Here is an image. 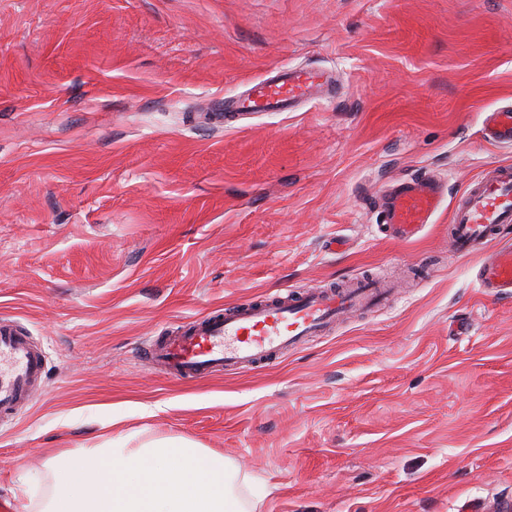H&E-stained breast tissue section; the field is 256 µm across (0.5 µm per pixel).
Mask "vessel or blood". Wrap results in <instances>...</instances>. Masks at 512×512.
Here are the masks:
<instances>
[{
  "label": "vessel or blood",
  "instance_id": "b4317fda",
  "mask_svg": "<svg viewBox=\"0 0 512 512\" xmlns=\"http://www.w3.org/2000/svg\"><path fill=\"white\" fill-rule=\"evenodd\" d=\"M333 89L328 73L286 66L270 71L240 95L227 98L226 109L241 114L291 112ZM485 138L512 146V108L486 118ZM438 185L427 176L404 179L384 190L377 204L394 236L409 240L433 223L441 207ZM512 224V167L501 166L477 180L451 211L449 240L456 256L479 251L477 282L484 292L512 297V245L492 246L494 229ZM392 296L390 285L364 279L336 290L312 289L295 297L241 304L237 309L201 317L175 336L150 344L144 356L171 374L201 378L225 368L250 369L319 336L343 316L369 311ZM45 372V359L29 336L11 323L0 324V415L17 416L30 404Z\"/></svg>",
  "mask_w": 512,
  "mask_h": 512
}]
</instances>
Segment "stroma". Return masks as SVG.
<instances>
[{
    "mask_svg": "<svg viewBox=\"0 0 512 512\" xmlns=\"http://www.w3.org/2000/svg\"><path fill=\"white\" fill-rule=\"evenodd\" d=\"M298 65L336 97L223 115ZM511 104L512 0H0V318L48 357L0 421V502L135 432L224 453L259 512H512V298L448 245L449 208L512 166L483 138ZM424 174L443 207L394 239L370 198ZM363 276L392 300L258 369L183 381L142 358Z\"/></svg>",
    "mask_w": 512,
    "mask_h": 512,
    "instance_id": "35a3bbf8",
    "label": "stroma"
}]
</instances>
